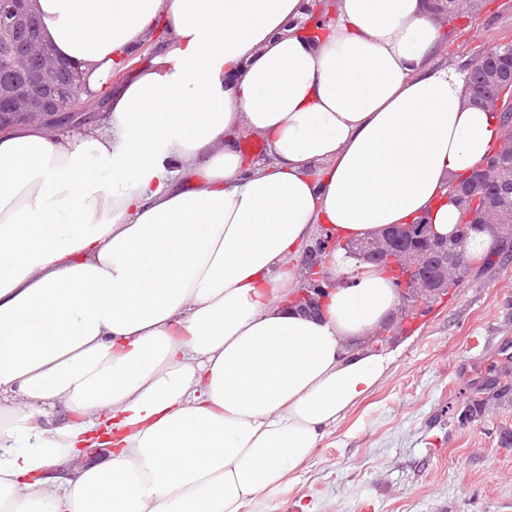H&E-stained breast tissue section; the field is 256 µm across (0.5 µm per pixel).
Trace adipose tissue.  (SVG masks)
Instances as JSON below:
<instances>
[{"mask_svg": "<svg viewBox=\"0 0 512 512\" xmlns=\"http://www.w3.org/2000/svg\"><path fill=\"white\" fill-rule=\"evenodd\" d=\"M304 3L36 0L84 92L155 31L166 48L103 129L0 135V512H243L389 369L350 349L394 313L387 275L335 251L313 318L286 306L288 260L323 225L451 234L449 179L500 120L431 64L425 0H338L314 38ZM242 131L272 163L243 159Z\"/></svg>", "mask_w": 512, "mask_h": 512, "instance_id": "obj_1", "label": "adipose tissue"}]
</instances>
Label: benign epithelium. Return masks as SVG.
Returning <instances> with one entry per match:
<instances>
[{"label":"benign epithelium","instance_id":"benign-epithelium-1","mask_svg":"<svg viewBox=\"0 0 512 512\" xmlns=\"http://www.w3.org/2000/svg\"><path fill=\"white\" fill-rule=\"evenodd\" d=\"M309 20L332 18L331 0H311ZM0 55L9 60L10 69L0 78L8 86L9 96L0 104V133L16 124V120L45 122V114L61 117L72 110H82L84 84L80 69L60 62L43 43L32 0H0ZM402 227L394 226L361 251L358 260L386 264L397 269L401 292L416 296V307L427 303L432 291L419 287L417 272L420 264L412 248L401 239ZM336 247L333 235L319 240L318 249H306L304 264L316 272L323 255Z\"/></svg>","mask_w":512,"mask_h":512}]
</instances>
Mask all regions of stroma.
Returning <instances> with one entry per match:
<instances>
[{
	"instance_id": "1",
	"label": "stroma",
	"mask_w": 512,
	"mask_h": 512,
	"mask_svg": "<svg viewBox=\"0 0 512 512\" xmlns=\"http://www.w3.org/2000/svg\"><path fill=\"white\" fill-rule=\"evenodd\" d=\"M435 66L465 67L512 38V0L446 24ZM386 377L314 456L248 512H512V406L461 424L457 409L512 355V247L405 319Z\"/></svg>"
}]
</instances>
